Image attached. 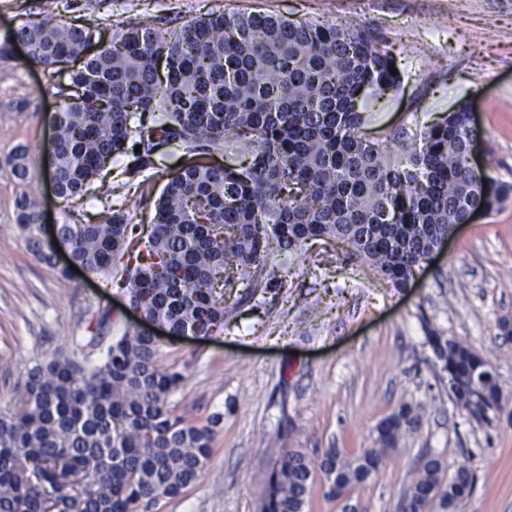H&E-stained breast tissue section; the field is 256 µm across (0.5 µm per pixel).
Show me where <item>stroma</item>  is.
I'll list each match as a JSON object with an SVG mask.
<instances>
[{
	"mask_svg": "<svg viewBox=\"0 0 512 512\" xmlns=\"http://www.w3.org/2000/svg\"><path fill=\"white\" fill-rule=\"evenodd\" d=\"M252 9L365 28L398 53L401 86L364 102L362 132L412 135L469 104L487 146L478 163L512 184V0H60L58 13L109 37L126 21L170 30L211 10ZM14 53L0 62V408L35 360L84 333L89 311L111 309L116 336L138 323L116 285L84 270L60 277L33 260L17 229L8 166L17 146L35 163L29 193L53 221L62 208L51 182L55 100L41 93L44 72L25 47ZM280 262L282 286L233 289L223 333L161 339V362L186 368L172 407L193 421L223 420L196 484L158 512H263L288 449L314 460L327 448L360 453L405 404L426 413L378 475L351 490L359 512H396L429 453L448 472L466 466L476 476L458 512H512V335L500 328L512 321V199L461 226L403 290L332 238L307 240ZM432 329L472 344L493 367L505 402L491 422L456 409L427 342Z\"/></svg>",
	"mask_w": 512,
	"mask_h": 512,
	"instance_id": "stroma-1",
	"label": "stroma"
}]
</instances>
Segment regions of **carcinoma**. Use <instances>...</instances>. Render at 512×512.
<instances>
[{
  "mask_svg": "<svg viewBox=\"0 0 512 512\" xmlns=\"http://www.w3.org/2000/svg\"><path fill=\"white\" fill-rule=\"evenodd\" d=\"M59 0H39L0 43L28 48L42 67L43 93L58 103L54 175L63 220L45 231L28 151L16 150L11 174L17 228L32 257L56 268L57 247L73 264L115 284L148 320L172 335L224 331L226 292L238 281L258 290L278 281L274 260L311 238L333 237L350 257L374 267L393 287H408L448 228L468 214H490L512 185L467 162L469 105L419 137L370 141L360 131L361 98L400 86L391 51L362 28L280 16L209 12L179 30L146 22L117 28L112 41L94 26L54 22ZM219 165L187 162L170 173L158 148L218 153ZM141 152H135L136 146ZM124 163L166 182L150 230H138L126 199L81 220L89 191ZM112 310L92 313L88 335L27 369L0 411V512H154L201 475L219 414L194 422L170 398L182 368L160 363V346L138 330L108 340ZM436 359L458 382L454 404L489 421L502 407L498 380L471 386L485 359L468 342L430 332ZM422 407L402 406L376 427L375 446L355 455L325 449L318 461L288 451L272 474L274 512H303L311 475L336 476L344 489L378 473ZM466 468L447 476L423 457L402 490V512L437 506L456 512L474 490Z\"/></svg>",
  "mask_w": 512,
  "mask_h": 512,
  "instance_id": "carcinoma-1",
  "label": "carcinoma"
}]
</instances>
